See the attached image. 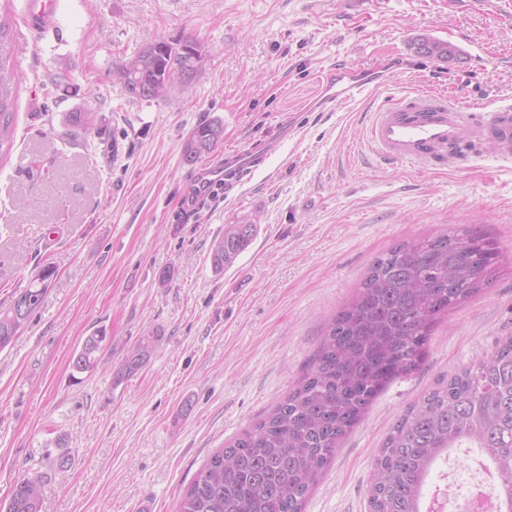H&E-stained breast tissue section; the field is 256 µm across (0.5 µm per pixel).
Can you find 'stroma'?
Segmentation results:
<instances>
[{"label": "stroma", "instance_id": "stroma-1", "mask_svg": "<svg viewBox=\"0 0 512 512\" xmlns=\"http://www.w3.org/2000/svg\"><path fill=\"white\" fill-rule=\"evenodd\" d=\"M27 0H0L20 46L16 117L0 155V306L53 267L46 299L0 351V503L23 475L46 473L42 512H174L213 453L292 388L324 325L373 259L452 228L498 254L492 284L432 329L419 368L388 382L341 442L305 512H369L379 449L404 410L445 375L512 336V161L465 168L378 164L366 117L389 97L438 89L491 110L512 106V0H57L55 29H26ZM457 60L418 55L419 37ZM200 43L204 67L167 97L124 95L122 63L145 44ZM384 63L390 81L322 112L337 64ZM98 115L88 134L66 113ZM222 122L210 164L270 151L239 188L182 215L193 166L182 148ZM34 207L18 208V197ZM229 224H253L249 248L214 272ZM112 351L92 373L71 357L98 328ZM161 341L116 381L127 346ZM191 409H183L184 401ZM74 457L52 470L46 449Z\"/></svg>", "mask_w": 512, "mask_h": 512}]
</instances>
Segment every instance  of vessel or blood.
<instances>
[{
  "instance_id": "obj_1",
  "label": "vessel or blood",
  "mask_w": 512,
  "mask_h": 512,
  "mask_svg": "<svg viewBox=\"0 0 512 512\" xmlns=\"http://www.w3.org/2000/svg\"><path fill=\"white\" fill-rule=\"evenodd\" d=\"M55 0H31L24 15L27 28L44 31L55 23ZM375 67L341 65L326 75L324 108L354 99L373 84ZM376 157L390 164L417 163L428 169L460 168L474 156L472 144L484 146L488 157L512 159V110L499 108L488 118L477 117L446 95L420 90L381 105L367 128ZM266 160L265 154L244 151L195 171L196 184L223 182L232 190L249 179Z\"/></svg>"
}]
</instances>
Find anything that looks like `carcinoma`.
Returning a JSON list of instances; mask_svg holds the SVG:
<instances>
[{"instance_id": "obj_1", "label": "carcinoma", "mask_w": 512, "mask_h": 512, "mask_svg": "<svg viewBox=\"0 0 512 512\" xmlns=\"http://www.w3.org/2000/svg\"><path fill=\"white\" fill-rule=\"evenodd\" d=\"M417 54L448 61L455 48L419 38ZM14 44L0 21V151L11 141L15 119L10 60ZM193 39L154 41L119 73L123 90L151 89L166 97L174 83L205 63ZM69 127L90 131L97 113L70 112ZM223 124L204 122L187 137L183 159L196 163L222 139ZM253 224H229L214 240L211 264L221 273L253 240ZM496 253L474 232L422 236L376 257L352 301L326 324L323 341L293 389L251 429L216 451L179 502L176 512H304L339 440L360 420L376 394L392 379L417 369L432 327L449 309L491 284ZM53 269L43 267L39 287L26 288L0 308V351L43 304ZM161 337H141L126 349L116 372L122 381L150 360ZM112 336L98 329L71 359L79 373L95 370ZM455 448H471L501 478L499 495L512 512V336L477 366L466 368L409 405L380 448L371 476L370 512H423L424 487L435 465ZM44 477L15 484L5 512H41Z\"/></svg>"}]
</instances>
